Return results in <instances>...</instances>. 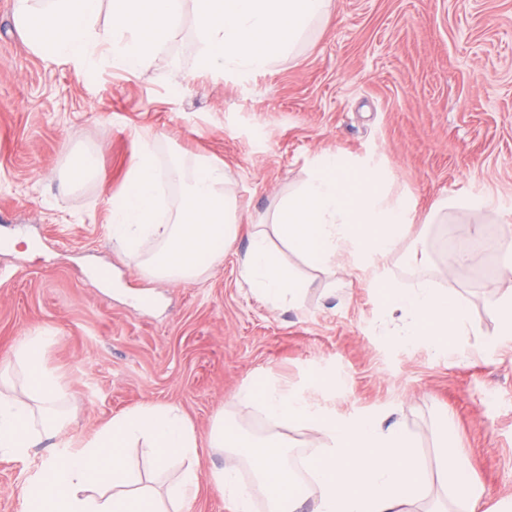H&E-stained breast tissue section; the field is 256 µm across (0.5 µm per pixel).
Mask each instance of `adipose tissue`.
I'll return each instance as SVG.
<instances>
[{
  "label": "adipose tissue",
  "instance_id": "adipose-tissue-1",
  "mask_svg": "<svg viewBox=\"0 0 512 512\" xmlns=\"http://www.w3.org/2000/svg\"><path fill=\"white\" fill-rule=\"evenodd\" d=\"M381 286L389 305L409 320L398 332L401 342L427 343L456 360L447 341L467 311L454 296L426 281L415 288L390 280ZM47 343L32 332L0 356V455L26 457L62 431L60 383L43 366ZM236 400L258 408L271 423L316 432L326 446L299 459L289 452L286 434L255 435L216 412L208 445L225 460L209 481L230 512H416L435 487L452 490L464 512H477L484 489L473 479L468 458L455 451L448 422L440 424L442 445L432 470L399 425L328 416L303 392L273 383H244ZM133 446L151 458L157 479L172 460L184 461L163 494L144 485L128 465L124 451ZM198 460V437L184 413L145 402L114 415L78 447L55 449L27 483L26 512H189L199 485Z\"/></svg>",
  "mask_w": 512,
  "mask_h": 512
}]
</instances>
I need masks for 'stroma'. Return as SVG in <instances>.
I'll list each match as a JSON object with an SVG mask.
<instances>
[{"mask_svg": "<svg viewBox=\"0 0 512 512\" xmlns=\"http://www.w3.org/2000/svg\"><path fill=\"white\" fill-rule=\"evenodd\" d=\"M194 16L137 74L103 67L80 76L48 66L0 0V355L27 333L51 341L45 365L65 393L61 442L76 443L112 416L144 402L180 407L203 448L191 512H229L209 482L223 460L205 442L227 409L244 428L267 431L252 406L235 404L247 381L308 391L324 413L398 424L435 466L439 425L483 485L484 512L512 494V340L498 334L486 301L512 290L498 259L512 226V0H332L328 20L307 30L265 70L217 76L196 70ZM149 129L161 156L207 155L224 163L240 206L239 248L257 213L302 182L330 152L386 175L384 192L411 206L403 254L379 269L349 256L333 273L274 248L307 283L299 308L269 309L238 275L236 258L188 285L139 275L115 246L101 193H120ZM94 153L98 174L68 182L75 154ZM489 200L488 246L449 270L470 238L466 218L427 217L440 198ZM411 288L427 280L467 309L449 337L465 356L449 364L427 344L396 332L376 273ZM47 451L0 456V512H22L20 490Z\"/></svg>", "mask_w": 512, "mask_h": 512, "instance_id": "35a3bbf8", "label": "stroma"}]
</instances>
